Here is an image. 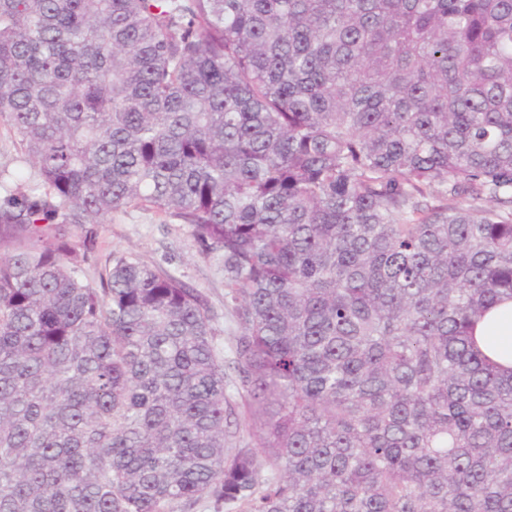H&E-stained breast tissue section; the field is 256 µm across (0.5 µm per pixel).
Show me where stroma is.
I'll list each match as a JSON object with an SVG mask.
<instances>
[{
	"instance_id": "stroma-1",
	"label": "stroma",
	"mask_w": 512,
	"mask_h": 512,
	"mask_svg": "<svg viewBox=\"0 0 512 512\" xmlns=\"http://www.w3.org/2000/svg\"><path fill=\"white\" fill-rule=\"evenodd\" d=\"M15 189L38 192L42 182L37 170L26 164L16 132L0 122V195ZM64 232L76 245H90L84 265L88 278H98L108 267L113 254L124 252L172 272L196 288L210 309L217 345L228 349L236 333V324L230 308L224 303V275L215 265L197 255L187 225L152 210L127 208L99 224L65 226Z\"/></svg>"
}]
</instances>
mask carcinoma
<instances>
[{"label":"carcinoma","instance_id":"cac0c4a2","mask_svg":"<svg viewBox=\"0 0 512 512\" xmlns=\"http://www.w3.org/2000/svg\"><path fill=\"white\" fill-rule=\"evenodd\" d=\"M0 512H512V0H0ZM152 209L224 273L59 226ZM246 438L237 440L238 405ZM20 170L23 171V179L18 182L16 174ZM18 189L25 192H40L41 178L36 169L25 163L16 132L7 123L0 121V195ZM66 236L81 250L91 241L92 250L84 265L90 279H98L113 253H131L142 262L172 272L206 300L216 343L228 350L236 333L231 310L224 304V275L215 265L200 258L191 229L180 221L140 208L112 213L101 224L62 226ZM474 335L487 355L512 368V300L490 309L476 324Z\"/></svg>","mask_w":512,"mask_h":512}]
</instances>
